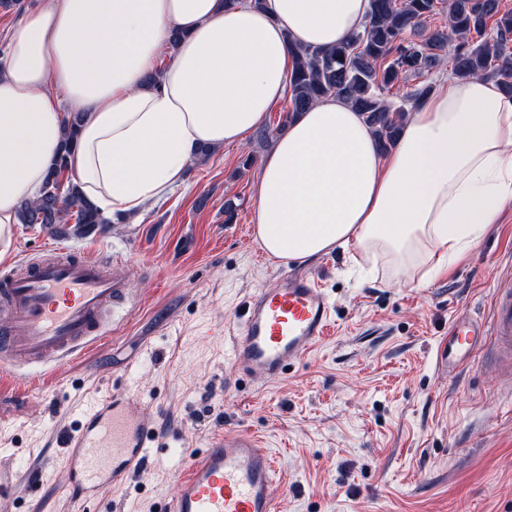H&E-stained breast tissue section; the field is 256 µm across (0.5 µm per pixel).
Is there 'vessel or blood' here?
I'll list each match as a JSON object with an SVG mask.
<instances>
[{"instance_id":"1","label":"vessel or blood","mask_w":512,"mask_h":512,"mask_svg":"<svg viewBox=\"0 0 512 512\" xmlns=\"http://www.w3.org/2000/svg\"><path fill=\"white\" fill-rule=\"evenodd\" d=\"M123 264L104 265L66 249L38 254L0 268V364L42 374L54 357L85 354L127 312ZM231 358L242 375L278 377L325 339L332 305L314 275L281 271L279 284L250 294L239 315ZM491 338L501 360L512 364V292L496 293L488 318L460 313L440 344L436 367L448 373L470 362L483 338ZM162 438L157 417L132 414L127 397L112 396L86 407L76 428L59 433L65 450L67 489L78 506L104 489L122 488ZM185 470L166 512H276L272 494L277 470L268 448L247 432L227 434L207 448L185 449ZM52 468L28 481L0 471V497H19L51 480Z\"/></svg>"}]
</instances>
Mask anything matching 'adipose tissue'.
I'll list each match as a JSON object with an SVG mask.
<instances>
[{
  "instance_id": "1",
  "label": "adipose tissue",
  "mask_w": 512,
  "mask_h": 512,
  "mask_svg": "<svg viewBox=\"0 0 512 512\" xmlns=\"http://www.w3.org/2000/svg\"><path fill=\"white\" fill-rule=\"evenodd\" d=\"M369 11L370 0H39L0 62V258L18 203L37 197L58 157L102 212L143 211L201 149L242 143L260 125L286 95L295 50L334 47ZM69 111L83 120L65 154ZM260 171L255 233L269 256L352 248L423 281L512 203V96L446 76L386 152L331 97L289 123Z\"/></svg>"
}]
</instances>
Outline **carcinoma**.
I'll use <instances>...</instances> for the list:
<instances>
[{
    "mask_svg": "<svg viewBox=\"0 0 512 512\" xmlns=\"http://www.w3.org/2000/svg\"><path fill=\"white\" fill-rule=\"evenodd\" d=\"M445 5L448 30L426 31L428 18ZM492 30L494 35L487 34ZM448 64L458 78L496 79L512 94V11L501 0H371L363 29L329 51L298 50L289 75L290 106L281 127L313 103L335 96L362 113L389 149L405 117L402 105L385 98L401 79L415 78L404 101L417 102L434 86L428 76ZM69 151L78 134L80 114L65 119ZM60 157L33 200L18 205L22 224H40L59 237L88 236L110 223L84 196L77 183L62 180Z\"/></svg>",
    "mask_w": 512,
    "mask_h": 512,
    "instance_id": "cac0c4a2",
    "label": "carcinoma"
}]
</instances>
